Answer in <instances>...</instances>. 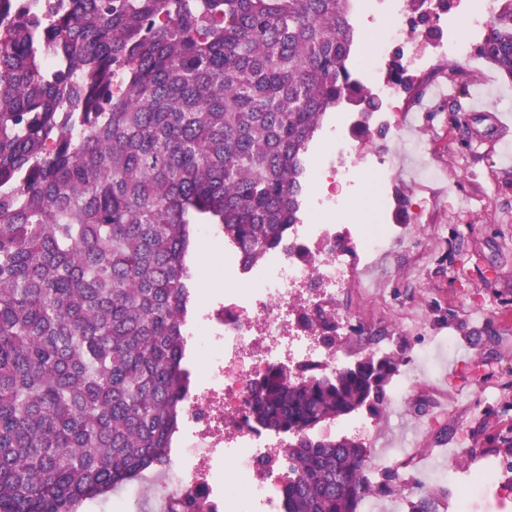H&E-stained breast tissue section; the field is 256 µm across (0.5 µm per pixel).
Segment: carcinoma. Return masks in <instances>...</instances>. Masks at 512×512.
<instances>
[{"label":"carcinoma","mask_w":512,"mask_h":512,"mask_svg":"<svg viewBox=\"0 0 512 512\" xmlns=\"http://www.w3.org/2000/svg\"><path fill=\"white\" fill-rule=\"evenodd\" d=\"M477 54L512 80V0ZM416 0L413 26L433 30ZM354 0H0V512H77L161 471L191 384L195 225L250 265L300 223L306 154L346 96ZM326 346L339 323L301 316ZM401 357L303 380L281 366L250 419L293 440L279 512H361L399 486L315 427L391 402ZM492 469L512 473V427ZM448 491L407 512H440Z\"/></svg>","instance_id":"carcinoma-1"}]
</instances>
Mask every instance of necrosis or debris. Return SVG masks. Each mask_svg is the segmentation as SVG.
Listing matches in <instances>:
<instances>
[{"mask_svg":"<svg viewBox=\"0 0 512 512\" xmlns=\"http://www.w3.org/2000/svg\"><path fill=\"white\" fill-rule=\"evenodd\" d=\"M388 2L401 22L382 30L375 55L356 68L375 95L392 106L402 100L404 85L392 73L389 47H398L406 64L420 71L448 59L469 60L474 53L472 41L453 32L432 40L410 33L403 23L410 0ZM196 231L220 245L230 286L214 293L186 325L192 356L204 366L184 398L190 437L177 450L183 464L168 468L159 499L166 507L194 497L195 512H238L249 506L272 510L280 480L261 474L260 466L284 440L249 419L251 389L281 364L297 379L335 370V350L318 342L297 317L331 308L337 292L354 278L352 256L368 259L380 252L392 227L359 225L344 252L336 248L335 225L296 224L285 245L249 266L225 244L221 225L200 224ZM239 462L247 463L250 472L241 488L223 478L225 466Z\"/></svg>","mask_w":512,"mask_h":512,"instance_id":"necrosis-or-debris-1","label":"necrosis or debris"}]
</instances>
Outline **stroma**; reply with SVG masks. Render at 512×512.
<instances>
[{
  "instance_id": "1",
  "label": "stroma",
  "mask_w": 512,
  "mask_h": 512,
  "mask_svg": "<svg viewBox=\"0 0 512 512\" xmlns=\"http://www.w3.org/2000/svg\"><path fill=\"white\" fill-rule=\"evenodd\" d=\"M454 89L453 97H434L435 87ZM484 91L502 109L512 108V81L486 61L451 60L441 65L433 83H417L407 105H419L414 123L392 113V124L371 125L370 134L352 156L319 131L310 145V168L327 157L367 172L354 179L348 196L373 202L378 179H385L389 206L386 223L393 236L362 277H373V289L348 288L336 303V316L353 318L381 343H392L404 362L398 375L410 389L405 401L390 403L378 419L377 447L371 456L390 455L404 446L411 465L401 468L403 491L377 496L362 512H404V490L421 485L447 488L466 500L470 512H512V494L502 490L499 474L481 492L466 480L483 458L464 464L467 448H482L479 429L486 413L512 398V129L487 127L470 112L469 93ZM394 164L377 172L380 156ZM432 197L421 223H410L416 195ZM489 328L492 338L473 336ZM455 434L440 440L439 432ZM149 477L141 496L121 500L111 493L87 500L78 512H160Z\"/></svg>"
}]
</instances>
